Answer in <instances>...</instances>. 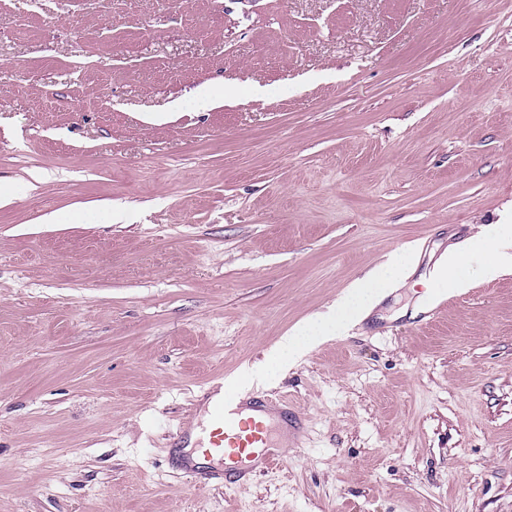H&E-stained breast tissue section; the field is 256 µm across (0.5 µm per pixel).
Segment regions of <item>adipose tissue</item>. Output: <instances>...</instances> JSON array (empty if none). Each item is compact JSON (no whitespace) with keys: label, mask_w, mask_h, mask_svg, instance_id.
<instances>
[{"label":"adipose tissue","mask_w":512,"mask_h":512,"mask_svg":"<svg viewBox=\"0 0 512 512\" xmlns=\"http://www.w3.org/2000/svg\"><path fill=\"white\" fill-rule=\"evenodd\" d=\"M402 264V256H395L349 289L329 313L310 318L300 329L283 337L272 362L300 356L315 344L341 335L353 320L366 318L397 284ZM508 270H512V224H485L474 237L471 249L442 257L429 280H444L449 287L460 288L471 278L492 280Z\"/></svg>","instance_id":"obj_1"}]
</instances>
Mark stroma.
<instances>
[{"label":"stroma","mask_w":512,"mask_h":512,"mask_svg":"<svg viewBox=\"0 0 512 512\" xmlns=\"http://www.w3.org/2000/svg\"><path fill=\"white\" fill-rule=\"evenodd\" d=\"M1 179L0 512H512V272L266 373L394 252L512 224V0H0ZM246 370L304 430L195 488L172 437ZM224 97V84H207L195 91L191 104L199 110H211L224 104Z\"/></svg>","instance_id":"1"}]
</instances>
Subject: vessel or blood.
<instances>
[{"label": "vessel or blood", "instance_id": "1", "mask_svg": "<svg viewBox=\"0 0 512 512\" xmlns=\"http://www.w3.org/2000/svg\"><path fill=\"white\" fill-rule=\"evenodd\" d=\"M276 399L264 396L253 403V416L240 420L243 399L239 391L212 388L204 408L205 421L181 427L179 446L203 456V464H187L183 475L198 487L248 478L255 464L270 466L281 458L284 445L277 436Z\"/></svg>", "mask_w": 512, "mask_h": 512}]
</instances>
